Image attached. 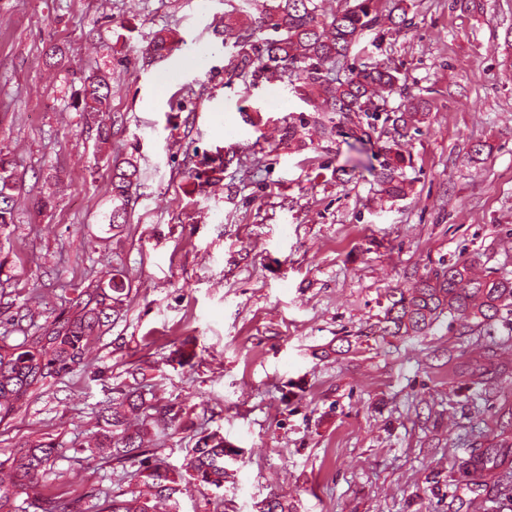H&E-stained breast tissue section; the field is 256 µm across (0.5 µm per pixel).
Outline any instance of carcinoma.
Returning a JSON list of instances; mask_svg holds the SVG:
<instances>
[{"label":"carcinoma","mask_w":512,"mask_h":512,"mask_svg":"<svg viewBox=\"0 0 512 512\" xmlns=\"http://www.w3.org/2000/svg\"><path fill=\"white\" fill-rule=\"evenodd\" d=\"M259 16L254 23L272 30L273 35L260 44L251 43L250 26L224 21V45L238 49V62L231 76L247 75L256 81L264 73L276 70L294 82L296 93L315 112L331 114L335 119L366 120L373 127L386 111V98L398 81L394 71L375 60L341 77L336 64L346 58L364 31L376 27L382 16L391 25H407L406 12L397 0H342V8L326 15L319 0H260ZM80 105L96 124L98 142L105 144L114 134V124L105 122L110 112L112 85L107 76L85 77L80 89ZM423 109L419 100L410 101L402 110L385 120L391 122V144L386 147L379 181L388 196L404 197L408 184L399 175L405 158L396 146L408 130L412 115ZM312 119L305 113L288 115L283 137L288 143L306 146V129ZM140 179V169L131 158L115 159L112 165V212L108 225L119 230L127 223L130 192ZM22 183L12 172V161L0 155V226L14 223L15 197ZM466 261L441 266L421 277L414 287L396 289L389 294L381 332L385 336H421L439 318L448 315L466 321L475 328H488L502 310L512 307V281L503 278L475 280L469 277ZM130 284L121 271L108 283L97 281L79 293L74 310L56 318L43 336H32L19 344L3 341L0 345V422L11 417L30 396L33 387L42 384L85 360L87 348L104 335L120 318L130 294ZM134 383L117 391L112 404L97 415L101 442L117 464H124L148 453L144 437L153 432L166 433L178 422L180 411L173 405L156 408L147 403L144 381L132 374ZM57 453L53 442L19 449L10 466L9 478H0V512H13L19 491L33 483ZM224 438H202L184 460L183 469L200 485L220 488L230 477L225 466ZM181 484L160 463L145 466L138 473L136 486L122 498L105 500L100 512H157L158 504L171 503L169 512H177L176 495Z\"/></svg>","instance_id":"cac0c4a2"}]
</instances>
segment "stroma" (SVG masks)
I'll use <instances>...</instances> for the list:
<instances>
[{
    "mask_svg": "<svg viewBox=\"0 0 512 512\" xmlns=\"http://www.w3.org/2000/svg\"><path fill=\"white\" fill-rule=\"evenodd\" d=\"M410 24L366 31L340 67L380 60L425 101L400 150L406 198L373 168L383 122L359 145L345 121L281 137L311 113L288 80L230 78L224 18L248 0H0V153L23 185L0 227V335L11 342L68 314L83 282L121 264L132 291L84 364L49 379L0 422V462L54 442L48 471L17 512L66 497L93 512L131 489L139 461L89 455L96 415L144 368L154 405L180 409L146 447L174 473L197 441L223 436L233 475L188 484L179 512H512V311L475 333L461 321L422 336L379 331L387 293L469 260L473 277L512 279V0H404ZM170 51L151 55L156 36ZM54 59H47V52ZM112 84L117 132L98 147L77 105L83 79ZM137 157L129 221L112 233L111 160ZM231 157L199 185L204 157ZM47 198L51 206L37 210ZM483 362L488 377L474 383ZM482 453V474L458 462ZM293 114L288 115V124L283 128L284 134L282 137L288 139L289 144L295 143L298 147H305L306 129L311 122L317 124L318 121L315 117L305 115L304 112L299 113L298 116Z\"/></svg>",
    "mask_w": 512,
    "mask_h": 512,
    "instance_id": "1",
    "label": "stroma"
}]
</instances>
